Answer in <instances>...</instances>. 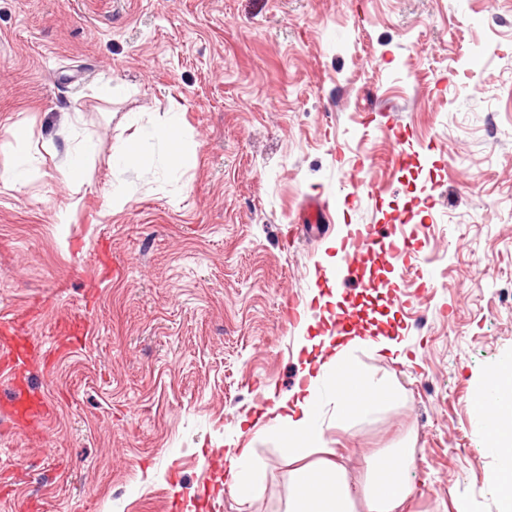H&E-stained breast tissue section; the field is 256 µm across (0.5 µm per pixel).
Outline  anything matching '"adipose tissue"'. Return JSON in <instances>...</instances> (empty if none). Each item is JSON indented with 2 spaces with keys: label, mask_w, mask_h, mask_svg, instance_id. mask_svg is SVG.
I'll return each mask as SVG.
<instances>
[{
  "label": "adipose tissue",
  "mask_w": 512,
  "mask_h": 512,
  "mask_svg": "<svg viewBox=\"0 0 512 512\" xmlns=\"http://www.w3.org/2000/svg\"><path fill=\"white\" fill-rule=\"evenodd\" d=\"M151 135L168 146L174 165L196 163V147L188 140L180 116L171 115ZM349 352V347H342L319 370L304 369L307 385L295 386L272 409L274 429L286 439L291 466L288 512H415L410 481L416 467L413 449L389 448L366 456L361 478L322 455L326 447L324 423L318 415L319 396L314 386L330 367L342 368L357 391L352 401L337 395V422L368 415L399 396L398 389L360 373L352 365ZM486 382L493 393L488 408L493 423L487 430V441L500 458L492 479L498 484L512 482V366L505 364L490 372Z\"/></svg>",
  "instance_id": "obj_1"
}]
</instances>
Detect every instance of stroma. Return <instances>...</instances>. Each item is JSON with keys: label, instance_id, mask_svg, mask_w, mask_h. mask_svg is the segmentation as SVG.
I'll list each match as a JSON object with an SVG mask.
<instances>
[{"label": "stroma", "instance_id": "stroma-1", "mask_svg": "<svg viewBox=\"0 0 512 512\" xmlns=\"http://www.w3.org/2000/svg\"><path fill=\"white\" fill-rule=\"evenodd\" d=\"M174 112L195 168L154 138L113 168ZM88 145L76 192L61 170ZM18 163L36 176L4 182ZM316 194L335 222L311 237L296 219ZM398 220L408 265L388 255ZM350 224L380 228L377 288L342 291L373 324L352 361L401 394L336 430L322 387L328 445L358 473L414 449L418 512H501L472 387L512 362V0H0V323L40 345L26 380L51 405L31 430L0 415V512H287L264 413L336 309L316 274ZM383 336L408 363L372 351ZM229 442L252 450L245 502L202 467ZM113 164L125 169L133 168L139 164L140 152L137 140L122 142L113 150Z\"/></svg>", "mask_w": 512, "mask_h": 512}]
</instances>
